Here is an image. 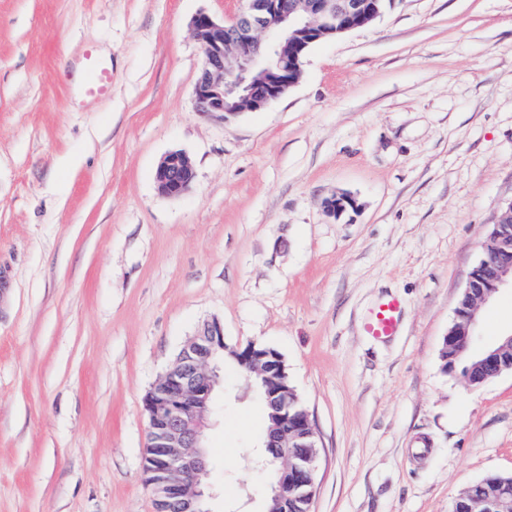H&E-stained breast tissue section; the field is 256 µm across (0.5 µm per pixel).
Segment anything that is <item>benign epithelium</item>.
<instances>
[{"label": "benign epithelium", "instance_id": "7a95c632", "mask_svg": "<svg viewBox=\"0 0 512 512\" xmlns=\"http://www.w3.org/2000/svg\"><path fill=\"white\" fill-rule=\"evenodd\" d=\"M391 0H246V7L228 22L201 13L192 20L204 63L195 84V107L203 114L242 113L245 101L259 110L281 98L299 82L311 46L328 35L348 33L371 25ZM195 170L182 150L168 152L156 170L161 193L178 198L187 193ZM334 217L359 209L348 194L324 202ZM494 246L471 271L463 294L465 310L455 308L454 326L444 342L459 340V352L473 342L483 307L504 286H512V202L492 225ZM512 347V334L503 345L483 351L484 380L502 372V351ZM231 351L244 368L243 381L253 391L261 386L271 415L265 448H275L268 512H288L300 503L311 507L319 450L307 411L293 410L288 401V371L280 353L253 342L229 348L224 325L205 322L180 350L144 399L148 417L146 447L150 448L152 478L146 486L164 498L174 512H209L203 489L208 474L204 428L213 393L221 383V357ZM451 512H512V476L478 495L464 493Z\"/></svg>", "mask_w": 512, "mask_h": 512}]
</instances>
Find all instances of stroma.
Masks as SVG:
<instances>
[{
  "label": "stroma",
  "mask_w": 512,
  "mask_h": 512,
  "mask_svg": "<svg viewBox=\"0 0 512 512\" xmlns=\"http://www.w3.org/2000/svg\"><path fill=\"white\" fill-rule=\"evenodd\" d=\"M241 0H0V512H155L143 400L197 328L277 350L315 427L314 512H449L512 474V372L444 371L443 339L512 202V0H393L313 44L299 83L195 109L197 14ZM111 51L112 92L68 76ZM172 150L195 168L162 195ZM355 197L330 216L324 202ZM401 300L395 336L362 322ZM512 331V289L481 343ZM210 512H267L265 418L214 397ZM155 177L161 193L178 198L189 191L195 178V170L184 151L173 150L161 159Z\"/></svg>",
  "instance_id": "1"
}]
</instances>
